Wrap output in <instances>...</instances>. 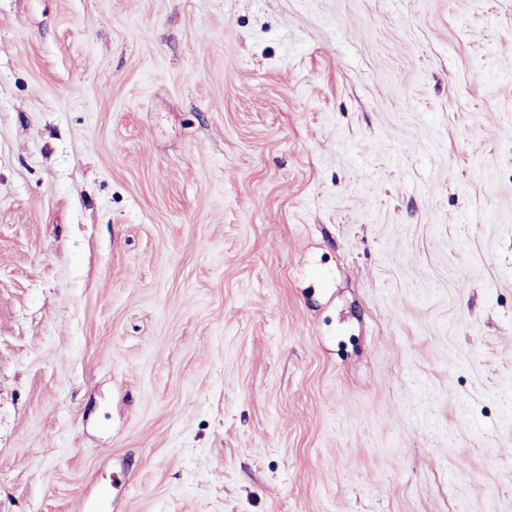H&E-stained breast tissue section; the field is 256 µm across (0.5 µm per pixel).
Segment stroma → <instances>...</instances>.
Listing matches in <instances>:
<instances>
[{"label": "stroma", "instance_id": "35a3bbf8", "mask_svg": "<svg viewBox=\"0 0 512 512\" xmlns=\"http://www.w3.org/2000/svg\"><path fill=\"white\" fill-rule=\"evenodd\" d=\"M512 512V0H0V512Z\"/></svg>", "mask_w": 512, "mask_h": 512}]
</instances>
